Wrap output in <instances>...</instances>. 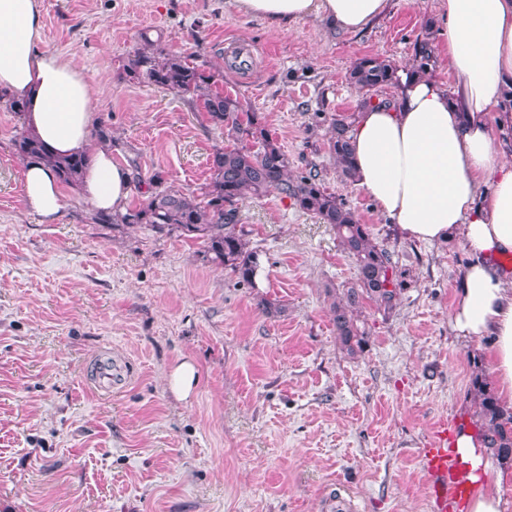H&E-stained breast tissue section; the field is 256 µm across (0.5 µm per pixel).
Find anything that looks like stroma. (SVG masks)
<instances>
[{"instance_id":"obj_1","label":"stroma","mask_w":512,"mask_h":512,"mask_svg":"<svg viewBox=\"0 0 512 512\" xmlns=\"http://www.w3.org/2000/svg\"><path fill=\"white\" fill-rule=\"evenodd\" d=\"M40 3V47L81 69L117 162L195 196L229 142L201 103L126 77L157 37L220 69L221 91L264 118L293 170L316 168L409 279L392 311L364 299L367 342L350 356L329 306L356 267L330 226L275 192L244 198L260 261L250 286L200 242L92 223L69 185L44 222L23 204L22 122L0 102V512H333L342 498L357 512H433L419 451L441 424L471 426L472 371L491 368L488 342L452 329L469 253L384 219L339 171L327 119L361 108L359 59L405 68L417 39L440 48L442 0H389L371 26L333 34L228 13L224 0ZM263 297L281 314L262 313ZM102 353L128 369L108 395L90 376ZM186 358L199 377L181 400L168 375Z\"/></svg>"}]
</instances>
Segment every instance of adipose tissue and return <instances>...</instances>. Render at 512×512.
Wrapping results in <instances>:
<instances>
[{
	"label": "adipose tissue",
	"mask_w": 512,
	"mask_h": 512,
	"mask_svg": "<svg viewBox=\"0 0 512 512\" xmlns=\"http://www.w3.org/2000/svg\"><path fill=\"white\" fill-rule=\"evenodd\" d=\"M441 13L452 85L399 71L390 105H368L349 128L354 182L377 212L408 237L428 243L462 237L470 261L453 313L458 335L491 339L501 403L512 409V137L495 140L491 121L512 128V0H446ZM387 0H224L227 12L282 26L313 19L333 31H359ZM39 0H0V91L26 106L27 130L53 153L90 155L79 189L95 208L126 207L131 175L109 148L93 143V104L77 66L39 50ZM28 211L51 222L62 208L55 171L26 164ZM473 489L467 512H503V474L489 475L478 431L455 441Z\"/></svg>",
	"instance_id": "adipose-tissue-1"
}]
</instances>
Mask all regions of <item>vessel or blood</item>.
<instances>
[{"mask_svg":"<svg viewBox=\"0 0 512 512\" xmlns=\"http://www.w3.org/2000/svg\"><path fill=\"white\" fill-rule=\"evenodd\" d=\"M124 375L113 368L111 359H101L97 369L96 384L102 389H111L124 382ZM425 472L433 477L432 493L441 509L446 512L450 500L463 496L464 489L457 479L461 467L453 443L448 438L447 426H440L434 441L423 449Z\"/></svg>","mask_w":512,"mask_h":512,"instance_id":"1","label":"vessel or blood"}]
</instances>
